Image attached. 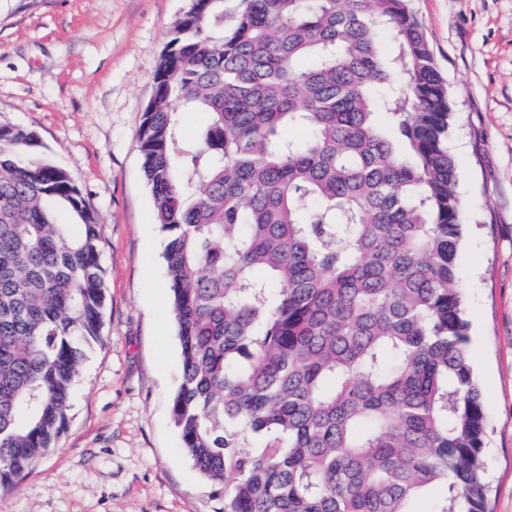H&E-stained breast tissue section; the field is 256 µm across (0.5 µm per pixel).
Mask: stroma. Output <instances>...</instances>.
Returning a JSON list of instances; mask_svg holds the SVG:
<instances>
[{"mask_svg":"<svg viewBox=\"0 0 512 512\" xmlns=\"http://www.w3.org/2000/svg\"><path fill=\"white\" fill-rule=\"evenodd\" d=\"M188 0H0V123L34 131L101 219L108 301L68 423L0 512H224L171 419L180 345L136 131ZM448 79L457 265L486 412L487 510L512 512V0H410Z\"/></svg>","mask_w":512,"mask_h":512,"instance_id":"obj_1","label":"stroma"}]
</instances>
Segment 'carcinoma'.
Wrapping results in <instances>:
<instances>
[{
  "mask_svg": "<svg viewBox=\"0 0 512 512\" xmlns=\"http://www.w3.org/2000/svg\"><path fill=\"white\" fill-rule=\"evenodd\" d=\"M452 115L408 0H190L176 22L137 138L172 419L224 512H412L433 486L436 512H486ZM39 146L0 124V493L62 433L106 303L100 219Z\"/></svg>",
  "mask_w": 512,
  "mask_h": 512,
  "instance_id": "cac0c4a2",
  "label": "carcinoma"
}]
</instances>
